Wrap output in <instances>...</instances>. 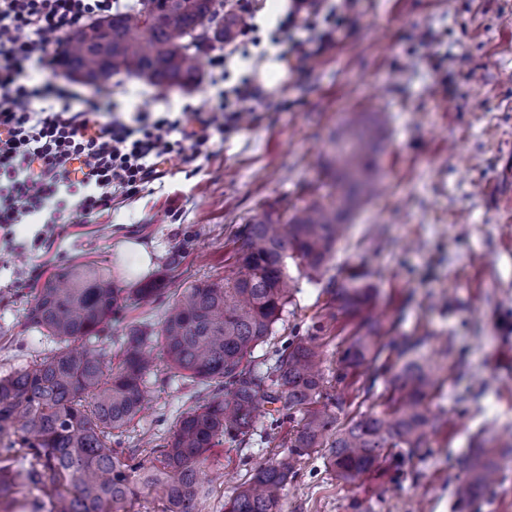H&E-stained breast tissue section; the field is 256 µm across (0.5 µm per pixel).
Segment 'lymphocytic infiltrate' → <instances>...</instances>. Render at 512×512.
I'll use <instances>...</instances> for the list:
<instances>
[{
    "label": "lymphocytic infiltrate",
    "instance_id": "lymphocytic-infiltrate-1",
    "mask_svg": "<svg viewBox=\"0 0 512 512\" xmlns=\"http://www.w3.org/2000/svg\"><path fill=\"white\" fill-rule=\"evenodd\" d=\"M122 0H0V229L46 213L40 238L61 224H88L164 176L163 157L200 154L256 94L250 80L219 92L208 113L124 116L99 94L72 105L71 89L27 83L53 67L68 34L122 9Z\"/></svg>",
    "mask_w": 512,
    "mask_h": 512
}]
</instances>
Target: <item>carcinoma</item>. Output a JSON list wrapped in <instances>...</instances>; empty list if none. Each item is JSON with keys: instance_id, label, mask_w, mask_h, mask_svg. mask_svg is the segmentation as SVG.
I'll use <instances>...</instances> for the list:
<instances>
[{"instance_id": "carcinoma-1", "label": "carcinoma", "mask_w": 512, "mask_h": 512, "mask_svg": "<svg viewBox=\"0 0 512 512\" xmlns=\"http://www.w3.org/2000/svg\"><path fill=\"white\" fill-rule=\"evenodd\" d=\"M100 38L87 28L64 40L57 66L83 83L115 74L145 78L164 91L199 81L197 53L211 40L233 38L242 19L224 12V0H140L138 8L106 19ZM385 121L379 112H351L336 129L325 162L333 191L287 218L265 213L243 225L236 270L224 282L199 281L184 290L159 331L128 327L112 368L104 332L121 309V289L101 270L75 267L36 289L27 323L61 347L16 371L0 374V512H131L143 496L162 512H202L207 491L199 474L225 441L244 440L266 404L276 420L293 423L288 454L252 469L224 501L223 512H275L302 457L327 448V465L352 481L371 473L393 448L421 451L428 430L439 427L424 402L434 387L431 370L415 359L394 375L391 412L369 413L347 425L322 402L327 380L324 351L313 336H294L273 367L252 364L255 348L272 335L290 302L287 260L308 276L319 274L342 240L345 225L378 190ZM351 274L326 292L349 315L362 313L373 288ZM165 365L191 381L215 382L212 392L180 416L164 443L137 451L112 447V438L148 405L153 345ZM406 357L407 340L379 344L356 334L342 355L343 370L371 365L382 350ZM512 456V431L476 444L454 490L458 512L482 500L499 482V458Z\"/></svg>"}]
</instances>
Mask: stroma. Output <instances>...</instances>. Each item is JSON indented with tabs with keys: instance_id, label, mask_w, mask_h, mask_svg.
I'll list each match as a JSON object with an SVG mask.
<instances>
[{
	"instance_id": "obj_1",
	"label": "stroma",
	"mask_w": 512,
	"mask_h": 512,
	"mask_svg": "<svg viewBox=\"0 0 512 512\" xmlns=\"http://www.w3.org/2000/svg\"><path fill=\"white\" fill-rule=\"evenodd\" d=\"M285 8L266 0L256 12L248 61L232 60L231 78L250 75L257 90L248 116L191 161L174 155L162 181L89 224H63L52 248L37 234L39 218L0 234V374L50 355L58 344L28 326L37 287L71 265L103 269L118 287L128 277L119 239L155 250L151 279L164 291L130 304L104 346L119 351L128 325L159 328L180 292L198 280L227 276L240 246V225L270 212L289 216L330 188L319 157L346 113H383L387 148L380 159L384 188L355 214L322 276L299 274L297 288L272 336L252 358L266 369L294 335L318 334L328 380L337 381L341 352L357 319L337 316L314 325L329 301L330 278L357 272L376 291L367 308L381 332L418 344L438 388L426 401L444 424L413 458L387 459L380 469L345 482L319 448L299 463L278 512H454L453 488L477 440L512 426V0H358L349 31L307 65L279 58L269 33ZM203 54L199 84L166 92L131 74L112 76L115 97L154 113L208 111L215 89ZM279 63L269 72L268 63ZM179 255L172 268L168 260ZM368 367L337 381L341 420L384 414L388 377ZM152 407L120 441L126 448L166 438L178 417L205 399L212 384L182 380L169 369L151 377ZM287 428L262 416L245 442L218 448L223 474L208 500L225 499L258 464L284 455Z\"/></svg>"
}]
</instances>
